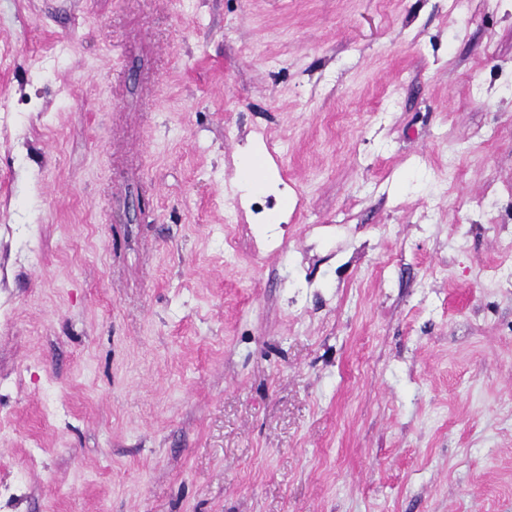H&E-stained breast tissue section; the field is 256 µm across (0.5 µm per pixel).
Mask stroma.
Instances as JSON below:
<instances>
[{
  "mask_svg": "<svg viewBox=\"0 0 512 512\" xmlns=\"http://www.w3.org/2000/svg\"><path fill=\"white\" fill-rule=\"evenodd\" d=\"M0 512H512V0H0Z\"/></svg>",
  "mask_w": 512,
  "mask_h": 512,
  "instance_id": "obj_1",
  "label": "stroma"
}]
</instances>
